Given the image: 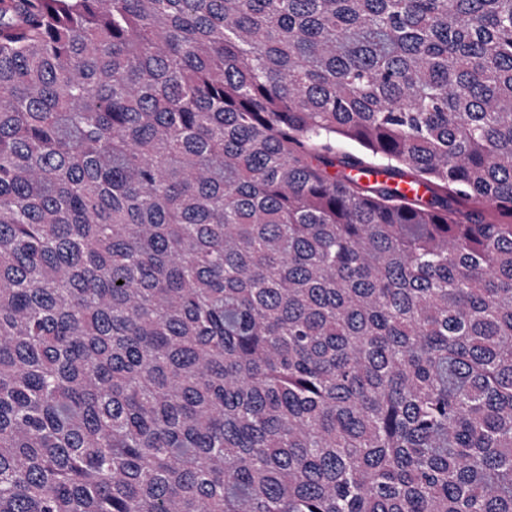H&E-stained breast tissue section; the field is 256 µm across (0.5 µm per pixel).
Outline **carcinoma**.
<instances>
[{"label": "carcinoma", "instance_id": "cac0c4a2", "mask_svg": "<svg viewBox=\"0 0 512 512\" xmlns=\"http://www.w3.org/2000/svg\"><path fill=\"white\" fill-rule=\"evenodd\" d=\"M466 200L512 0H0V512H512Z\"/></svg>", "mask_w": 512, "mask_h": 512}]
</instances>
